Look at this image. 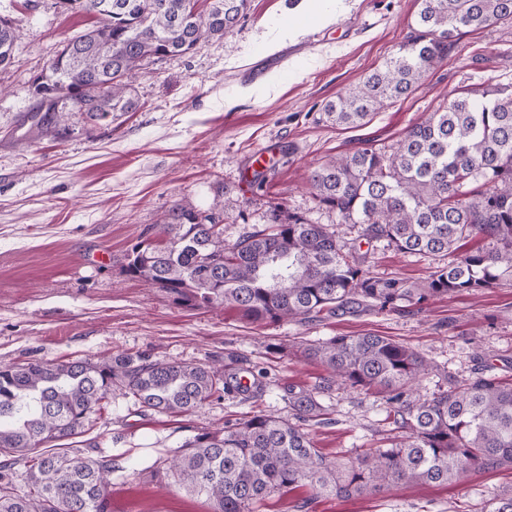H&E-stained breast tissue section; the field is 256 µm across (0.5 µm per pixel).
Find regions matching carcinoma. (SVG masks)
Wrapping results in <instances>:
<instances>
[{
    "instance_id": "1",
    "label": "carcinoma",
    "mask_w": 512,
    "mask_h": 512,
    "mask_svg": "<svg viewBox=\"0 0 512 512\" xmlns=\"http://www.w3.org/2000/svg\"><path fill=\"white\" fill-rule=\"evenodd\" d=\"M58 0L95 24L62 42L25 86L35 98L24 116L35 137L69 131L68 115L93 122L140 109L124 81L142 62L191 52L222 39L246 16L249 0ZM512 19V0H418L413 31L397 53L357 87L325 106L341 126L358 127L412 91L448 57L462 28ZM19 27L0 18V67L11 64ZM315 207L360 227L367 241L448 263L410 284L381 277L336 231L281 203L266 227L224 244V203L202 209L179 200L127 250L126 274L190 309L232 306L251 322L305 326L339 313L421 309L436 297L512 282V89L489 85L457 97L410 127L397 143L333 157L308 176ZM480 238L465 254L457 244ZM327 375L286 389L291 417L246 416L186 442L172 476L206 497L212 512H260L266 499L302 485L350 498L399 485L448 483L473 469L512 467V378L477 368L450 374L430 396L415 383L432 364L386 336H333L303 347ZM342 384L382 397L397 434L345 462L327 459L304 424L319 420L321 397ZM145 412L188 415L217 394L259 398L263 385L243 360L208 367L116 355L96 362L31 360L0 368V512H105L112 458L84 460L37 452L84 432L114 389ZM23 463L28 490L10 474Z\"/></svg>"
}]
</instances>
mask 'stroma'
<instances>
[{
	"instance_id": "35a3bbf8",
	"label": "stroma",
	"mask_w": 512,
	"mask_h": 512,
	"mask_svg": "<svg viewBox=\"0 0 512 512\" xmlns=\"http://www.w3.org/2000/svg\"><path fill=\"white\" fill-rule=\"evenodd\" d=\"M55 0H0V17L20 22L12 63L0 69V367L32 359L98 360L146 354L192 366L245 357L263 372L256 400L226 395L186 416L142 413L132 398L109 394L87 431L62 452L116 467L106 512H211L205 497L172 483L166 471L195 435L260 411L287 416V385L313 386L324 368L302 343L332 336L377 334L404 342L433 365L419 385L435 391L446 375L486 365L512 376V286L431 300L410 313L338 315L311 328L252 323L233 307L188 309L123 270L127 248L178 200L209 207L231 188L224 240L233 243L260 223L270 201L323 224L309 171L333 156L395 143L428 112L458 95L512 83V21L462 30L443 64L407 97L357 128L332 124L328 101L358 85L397 50L413 23L417 0H344L335 23L283 36L288 0H250L232 35L201 40L185 55L136 68L128 83L139 111L111 126L73 115L70 131L24 141L16 126L33 106L24 88L57 55L64 38L92 26L87 15L61 12ZM266 151L262 190L248 178ZM383 277L424 281L445 260L404 254L375 242L361 247ZM327 413L311 429L328 459L384 445L392 428L383 400L333 390ZM512 492V469L475 470L461 482L417 484L338 499L302 486L271 498L265 512H483Z\"/></svg>"
}]
</instances>
